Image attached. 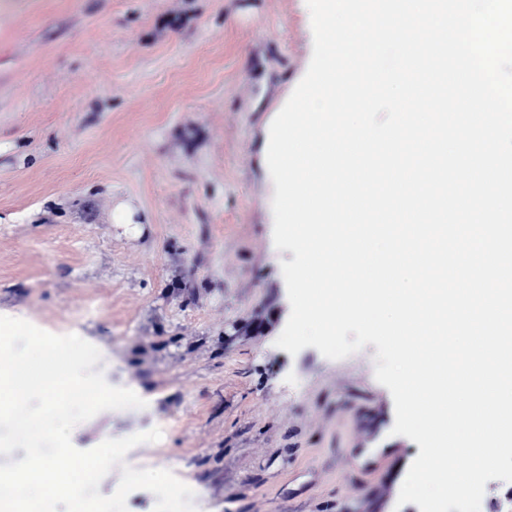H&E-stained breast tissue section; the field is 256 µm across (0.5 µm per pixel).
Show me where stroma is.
I'll use <instances>...</instances> for the list:
<instances>
[{
  "instance_id": "35a3bbf8",
  "label": "stroma",
  "mask_w": 512,
  "mask_h": 512,
  "mask_svg": "<svg viewBox=\"0 0 512 512\" xmlns=\"http://www.w3.org/2000/svg\"><path fill=\"white\" fill-rule=\"evenodd\" d=\"M312 52L305 0H0V316L94 345L145 406L73 445L161 429L125 463L196 512H420L375 346L275 345L293 254L265 148Z\"/></svg>"
}]
</instances>
